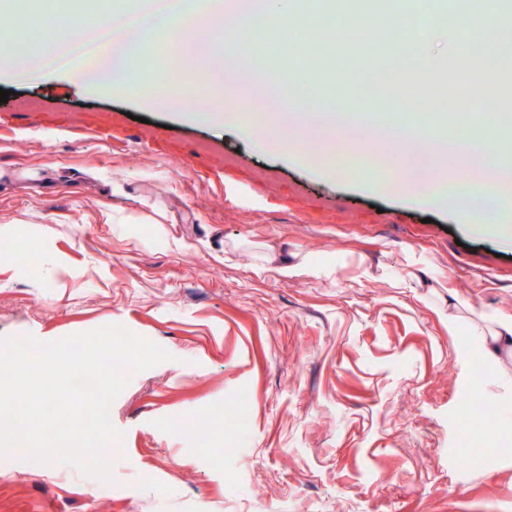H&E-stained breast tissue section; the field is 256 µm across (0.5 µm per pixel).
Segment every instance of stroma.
Returning <instances> with one entry per match:
<instances>
[{
    "mask_svg": "<svg viewBox=\"0 0 512 512\" xmlns=\"http://www.w3.org/2000/svg\"><path fill=\"white\" fill-rule=\"evenodd\" d=\"M480 65L473 109L499 111L512 35L408 78L443 95ZM400 67L358 60L354 93L386 107L372 77ZM9 88L0 241L35 253L0 250V338L121 325L170 358L111 406L112 486L0 460V512H512V357L490 363L480 335L512 312L511 246L361 189L381 166L326 181L136 97ZM304 259L321 274L277 277ZM474 391L497 412L463 433Z\"/></svg>",
    "mask_w": 512,
    "mask_h": 512,
    "instance_id": "1",
    "label": "stroma"
}]
</instances>
